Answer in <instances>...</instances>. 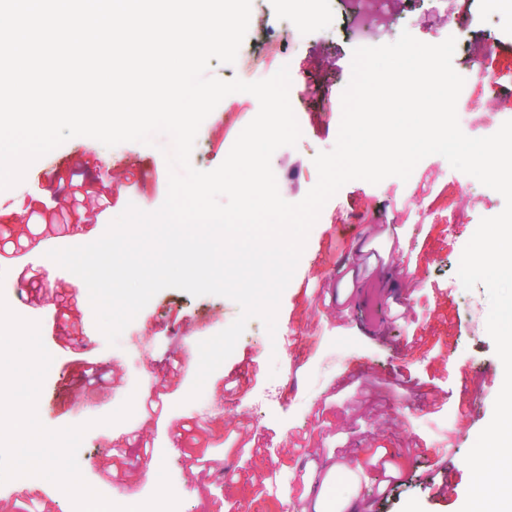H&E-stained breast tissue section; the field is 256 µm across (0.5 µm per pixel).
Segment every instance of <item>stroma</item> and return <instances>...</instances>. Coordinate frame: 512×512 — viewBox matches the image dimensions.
<instances>
[{"label":"stroma","instance_id":"1","mask_svg":"<svg viewBox=\"0 0 512 512\" xmlns=\"http://www.w3.org/2000/svg\"><path fill=\"white\" fill-rule=\"evenodd\" d=\"M362 13L375 17L373 40L392 42L406 30L437 44L456 29L454 69L479 73L457 106L469 115L466 135H492L512 117V30L482 0H336L334 20L315 16L303 25L289 17L288 0H254L235 63L211 61L208 73L253 82L285 62L299 70L291 107L301 137L271 158L287 202L306 196L318 180L316 155L336 144ZM258 110L251 94L226 96L199 129L192 166L217 168L225 142ZM169 145L164 135L150 145L124 143L109 170L95 164L102 143L74 137L30 164L23 192L0 190V238L22 231L43 245L39 253L0 256V270L28 299L17 315L39 322L53 357L38 416L50 429L88 424L77 454L84 480L100 482L110 468V496L135 501L168 472L179 512H350L367 499L374 512H459L471 478L465 457L492 419L504 375L487 332V290H465L456 271L480 220L499 214L503 197L439 155L423 158L406 181L346 183L308 234L275 336L251 319L198 402L188 398L196 365L173 376L166 362L194 345L193 322L209 321L211 336L227 328L240 314L236 302L163 289L132 321L139 341L130 353L108 344L93 310L56 320L52 296L77 277L47 256L94 242L128 204L157 210L168 189ZM73 174L111 196V207L73 216L87 224L84 235L43 232V217ZM402 276L409 302L396 317L388 292ZM90 364L104 376V393L91 408L70 405L72 390L88 386ZM157 390L164 410L146 414L141 405ZM129 398L135 421L103 424ZM218 411L219 423L211 419ZM443 420L444 435L433 428ZM443 442L453 453L434 460L428 451ZM382 457L410 478L384 498L377 495ZM436 472L453 487L448 497L428 487Z\"/></svg>","mask_w":512,"mask_h":512}]
</instances>
